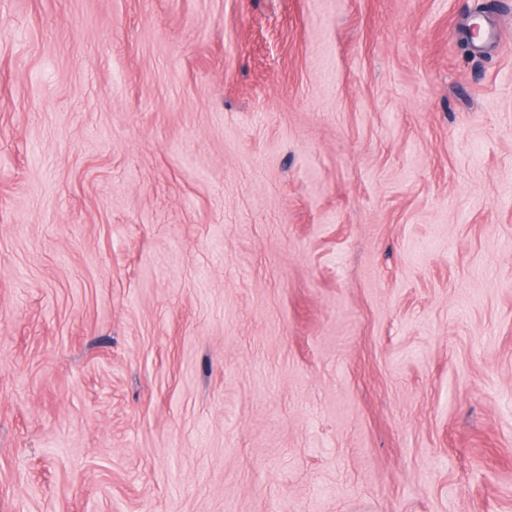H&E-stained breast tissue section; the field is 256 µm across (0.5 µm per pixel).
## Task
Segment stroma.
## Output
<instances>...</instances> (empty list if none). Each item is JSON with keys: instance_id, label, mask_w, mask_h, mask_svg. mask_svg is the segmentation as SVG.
Here are the masks:
<instances>
[{"instance_id": "1", "label": "stroma", "mask_w": 512, "mask_h": 512, "mask_svg": "<svg viewBox=\"0 0 512 512\" xmlns=\"http://www.w3.org/2000/svg\"><path fill=\"white\" fill-rule=\"evenodd\" d=\"M0 512H512V0H0Z\"/></svg>"}]
</instances>
